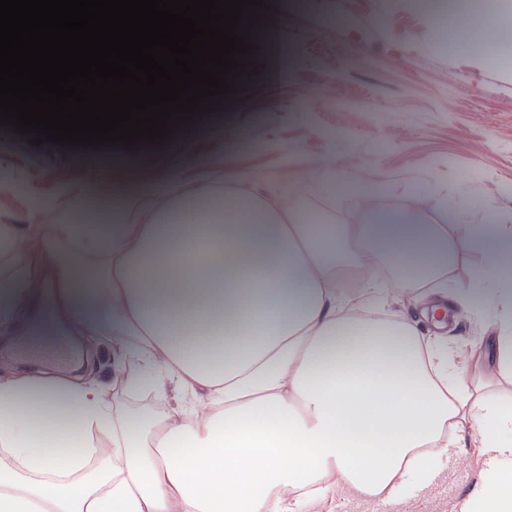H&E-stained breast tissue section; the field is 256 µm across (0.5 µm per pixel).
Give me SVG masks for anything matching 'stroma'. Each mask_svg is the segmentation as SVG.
Segmentation results:
<instances>
[{
	"instance_id": "stroma-1",
	"label": "stroma",
	"mask_w": 512,
	"mask_h": 512,
	"mask_svg": "<svg viewBox=\"0 0 512 512\" xmlns=\"http://www.w3.org/2000/svg\"><path fill=\"white\" fill-rule=\"evenodd\" d=\"M269 3L255 32L254 75L206 115L219 121L220 133L183 132L131 154L113 146H36L0 128V222L25 224L36 200L64 201L62 167L74 184L97 181L95 206L82 215L90 224L112 221L121 191L161 183L184 192L223 180L228 169L255 178L269 198L296 197L303 216L343 224L368 223L359 199L369 183L390 211L434 195L440 203L422 220L451 231L494 215L503 224L512 219V65L470 52L477 28L461 18L438 39L432 14L411 0ZM300 85L310 99L297 97ZM35 161L42 177L30 184ZM327 165L340 174L337 186L314 178ZM489 202L494 212L486 211ZM484 465L480 449H468L444 469L447 491L424 490L403 512H463ZM287 505L288 512H380L337 489L292 495Z\"/></svg>"
}]
</instances>
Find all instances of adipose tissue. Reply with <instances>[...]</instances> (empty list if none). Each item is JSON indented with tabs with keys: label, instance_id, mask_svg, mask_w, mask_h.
I'll list each match as a JSON object with an SVG mask.
<instances>
[{
	"label": "adipose tissue",
	"instance_id": "adipose-tissue-1",
	"mask_svg": "<svg viewBox=\"0 0 512 512\" xmlns=\"http://www.w3.org/2000/svg\"><path fill=\"white\" fill-rule=\"evenodd\" d=\"M93 193L0 222V335H36L45 315L109 342L119 392L166 410H123L92 366L0 370V512H284L283 490L308 479L395 508L449 448L512 457V412L488 394L512 384L511 224L461 225L482 264L468 287L423 295L416 271L454 247L407 210L315 224L256 188L145 184L114 223H80ZM345 244L370 282L391 261L405 312L385 289L340 287ZM488 305L494 322L464 342L426 333ZM470 503L512 512V471L482 472Z\"/></svg>",
	"mask_w": 512,
	"mask_h": 512
}]
</instances>
